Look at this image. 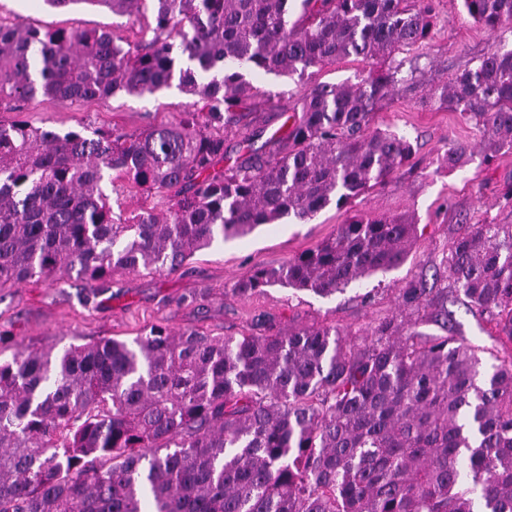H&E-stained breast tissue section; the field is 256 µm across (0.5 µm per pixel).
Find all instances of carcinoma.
Here are the masks:
<instances>
[{"label":"carcinoma","instance_id":"carcinoma-1","mask_svg":"<svg viewBox=\"0 0 512 512\" xmlns=\"http://www.w3.org/2000/svg\"><path fill=\"white\" fill-rule=\"evenodd\" d=\"M82 1L119 15L146 0ZM131 48L99 30L0 23V108L41 93L71 101L142 97L172 85L194 111L140 134L0 125V288L74 272L89 304L118 270H179L220 239L312 219L417 170L403 135L373 127L402 84L396 55L428 35L434 0H152ZM492 33L512 0H461ZM350 56L384 63L358 82H315L285 108L257 102L250 77L312 79ZM483 134L485 158L512 152V50L431 89ZM283 123L267 132L272 121ZM267 136L234 155L242 128ZM474 156L448 146L444 167ZM229 162L225 168L220 164ZM157 197L126 219L103 189ZM409 216L353 214L336 236L233 291L267 286L326 298L402 265ZM449 288L411 279L364 344L330 325L214 337L153 326L54 354L19 345L0 361V512H512V353L483 371L478 351L417 323L456 326L463 296L512 342V224H468L448 247Z\"/></svg>","mask_w":512,"mask_h":512}]
</instances>
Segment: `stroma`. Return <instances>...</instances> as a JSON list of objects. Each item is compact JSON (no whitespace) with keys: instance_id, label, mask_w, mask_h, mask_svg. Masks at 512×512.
Listing matches in <instances>:
<instances>
[{"instance_id":"obj_1","label":"stroma","mask_w":512,"mask_h":512,"mask_svg":"<svg viewBox=\"0 0 512 512\" xmlns=\"http://www.w3.org/2000/svg\"><path fill=\"white\" fill-rule=\"evenodd\" d=\"M0 19L46 29L104 30L133 44L140 39L142 26L151 21L152 8L147 5L142 14L128 16L85 0L64 9L50 7L46 0H0ZM494 45L512 49V28L489 33L465 15L460 0H440L429 39L404 60L418 67L417 77L427 86L472 66ZM189 101L174 87L143 98L119 93L102 100L70 101L39 95L22 103L20 111L0 109V124L22 118L63 132L89 127L138 134L168 122ZM375 125L410 140L422 160L419 173L369 190L353 206L329 205L307 223L285 220L260 226L242 238L215 242L172 273L116 271L91 306L80 300L86 281L74 275L54 285L28 281L2 288L0 332L9 331L12 342L0 347V358L10 359L17 342L58 351L106 338L130 341L153 325L238 336L264 316L286 325H333L344 331L348 342H361L380 320L397 315L396 297L406 281L423 278L432 288L446 285L442 260L461 225L512 224V209L498 200L503 185L512 182V153L498 155L488 164L477 154L452 173L440 164L451 142L481 144L480 133L459 113L425 109L417 93L399 91L376 112ZM356 211L414 216L417 235L403 265L328 298L280 286L246 297L233 293L235 282L254 270L280 266L334 237ZM195 291L207 292L203 305H177L178 297ZM454 314L458 335L468 344L498 356L512 351V344L499 339L486 317L461 304L455 305Z\"/></svg>"}]
</instances>
